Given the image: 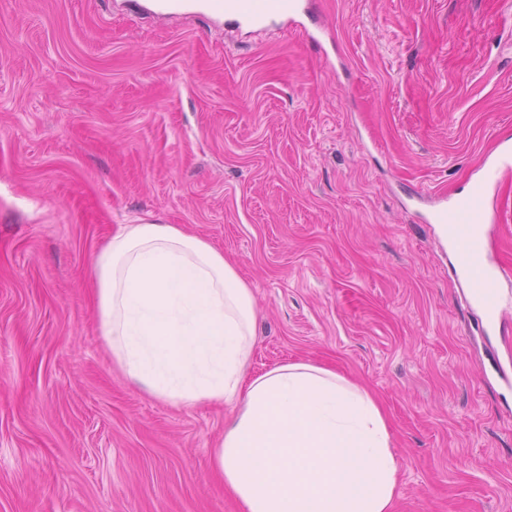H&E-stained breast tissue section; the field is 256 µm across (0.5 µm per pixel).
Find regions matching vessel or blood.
I'll use <instances>...</instances> for the list:
<instances>
[{
  "label": "vessel or blood",
  "instance_id": "obj_1",
  "mask_svg": "<svg viewBox=\"0 0 512 512\" xmlns=\"http://www.w3.org/2000/svg\"><path fill=\"white\" fill-rule=\"evenodd\" d=\"M159 10L200 9L228 18L241 27L264 28L282 20L295 22L305 13L303 0H156ZM512 166V151L504 149L486 156L467 190L459 196L441 198L430 215L441 225L453 251V269L467 288L469 303L482 310L486 327H496L503 310L504 272L484 250L485 226L496 219L487 209V198L503 168Z\"/></svg>",
  "mask_w": 512,
  "mask_h": 512
}]
</instances>
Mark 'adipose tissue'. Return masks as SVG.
I'll return each mask as SVG.
<instances>
[{"instance_id":"obj_1","label":"adipose tissue","mask_w":512,"mask_h":512,"mask_svg":"<svg viewBox=\"0 0 512 512\" xmlns=\"http://www.w3.org/2000/svg\"><path fill=\"white\" fill-rule=\"evenodd\" d=\"M91 274L127 377L172 406L237 405L211 467L242 512H393L401 464L370 388L304 361L245 379L254 294L223 251L177 224H125Z\"/></svg>"}]
</instances>
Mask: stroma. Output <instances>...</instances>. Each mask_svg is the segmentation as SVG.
<instances>
[{"label": "stroma", "mask_w": 512, "mask_h": 512, "mask_svg": "<svg viewBox=\"0 0 512 512\" xmlns=\"http://www.w3.org/2000/svg\"><path fill=\"white\" fill-rule=\"evenodd\" d=\"M263 30L151 0H0V512H242L211 473L232 406L172 407L98 333L90 269L178 224L253 290L247 376L368 385L395 512H512V300L478 330L439 225L512 145V0H307ZM485 249L512 276V169Z\"/></svg>", "instance_id": "35a3bbf8"}]
</instances>
